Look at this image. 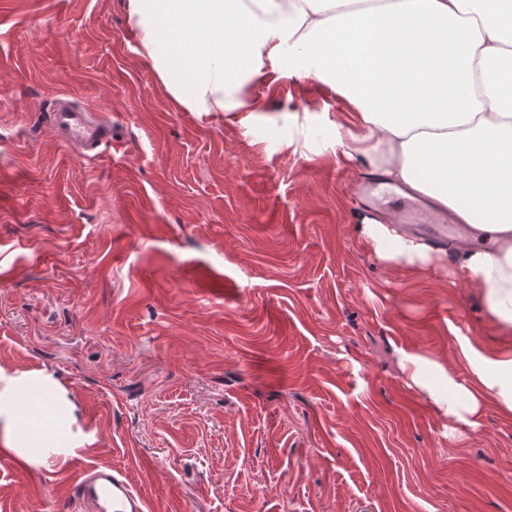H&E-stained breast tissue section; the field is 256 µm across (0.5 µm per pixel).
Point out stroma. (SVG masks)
I'll return each instance as SVG.
<instances>
[{
    "label": "stroma",
    "instance_id": "35a3bbf8",
    "mask_svg": "<svg viewBox=\"0 0 512 512\" xmlns=\"http://www.w3.org/2000/svg\"><path fill=\"white\" fill-rule=\"evenodd\" d=\"M132 40L126 0H0V366L53 374L94 436L0 467V512H63L84 468L150 512H512V418L470 431L399 366L468 382L459 338L501 346L477 292L380 261L368 170L284 142L346 102L258 79L247 132L181 110ZM63 98L115 147L59 141Z\"/></svg>",
    "mask_w": 512,
    "mask_h": 512
}]
</instances>
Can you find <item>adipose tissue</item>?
<instances>
[{
    "mask_svg": "<svg viewBox=\"0 0 512 512\" xmlns=\"http://www.w3.org/2000/svg\"><path fill=\"white\" fill-rule=\"evenodd\" d=\"M135 54L189 112L258 123L256 79L317 80L347 117L288 120L287 145L319 131L318 154L361 162L388 185L427 198L471 233L437 250L378 221L358 227L384 261L419 272L448 263L512 333V0H128ZM470 384L402 353L411 384L449 418L477 428L487 404L512 417V346L463 341ZM441 388H432L430 372ZM43 371L0 367V449L35 463L86 435Z\"/></svg>",
    "mask_w": 512,
    "mask_h": 512,
    "instance_id": "obj_1",
    "label": "adipose tissue"
}]
</instances>
